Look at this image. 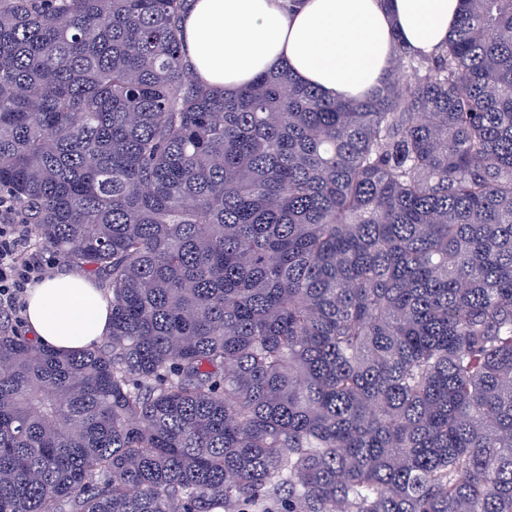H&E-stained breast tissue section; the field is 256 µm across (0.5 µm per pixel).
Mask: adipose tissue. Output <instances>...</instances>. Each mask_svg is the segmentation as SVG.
Wrapping results in <instances>:
<instances>
[{
  "label": "adipose tissue",
  "mask_w": 512,
  "mask_h": 512,
  "mask_svg": "<svg viewBox=\"0 0 512 512\" xmlns=\"http://www.w3.org/2000/svg\"><path fill=\"white\" fill-rule=\"evenodd\" d=\"M459 0H192L182 20L197 81L236 91L287 67L330 100L364 96L391 68L397 46L431 54L447 38ZM31 338L82 350L112 329V297L84 275L45 279L26 307Z\"/></svg>",
  "instance_id": "obj_1"
}]
</instances>
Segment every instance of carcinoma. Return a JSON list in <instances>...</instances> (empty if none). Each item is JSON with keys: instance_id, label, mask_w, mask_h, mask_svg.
Instances as JSON below:
<instances>
[{"instance_id": "1", "label": "carcinoma", "mask_w": 512, "mask_h": 512, "mask_svg": "<svg viewBox=\"0 0 512 512\" xmlns=\"http://www.w3.org/2000/svg\"><path fill=\"white\" fill-rule=\"evenodd\" d=\"M188 2L0 0V201L112 290L0 319V512H512V0L336 101Z\"/></svg>"}]
</instances>
